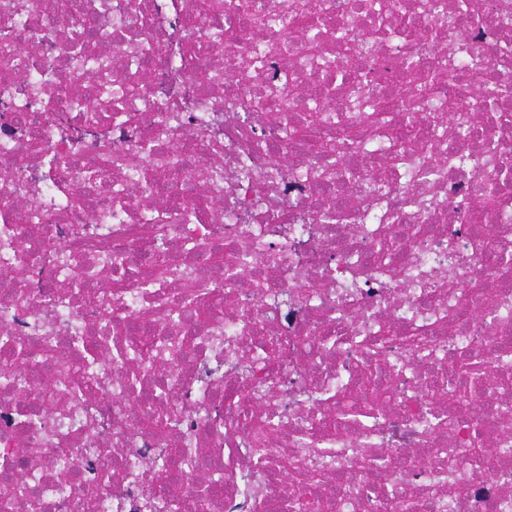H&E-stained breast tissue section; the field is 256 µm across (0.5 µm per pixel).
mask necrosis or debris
Instances as JSON below:
<instances>
[{
  "instance_id": "obj_1",
  "label": "necrosis or debris",
  "mask_w": 512,
  "mask_h": 512,
  "mask_svg": "<svg viewBox=\"0 0 512 512\" xmlns=\"http://www.w3.org/2000/svg\"><path fill=\"white\" fill-rule=\"evenodd\" d=\"M454 2L67 0L62 24L55 0H0L27 18L0 36V358L20 361L0 367V512H299L280 466L309 448L329 461L311 512H512V0ZM105 83L124 89L107 141L75 107ZM283 96L289 113L255 107ZM327 146L352 176L318 178ZM134 324L180 361L129 379ZM413 337L430 355L408 358ZM473 351L486 404L430 398ZM265 421L281 435L257 457ZM475 431L479 460L444 455Z\"/></svg>"
}]
</instances>
